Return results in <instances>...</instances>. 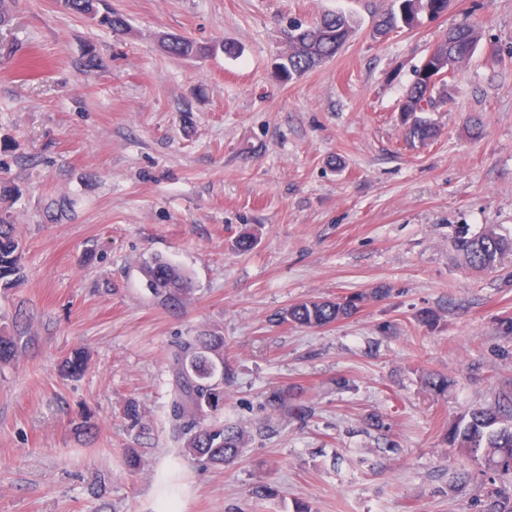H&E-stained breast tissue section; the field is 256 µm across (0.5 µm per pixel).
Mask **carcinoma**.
I'll list each match as a JSON object with an SVG mask.
<instances>
[{"label": "carcinoma", "mask_w": 512, "mask_h": 512, "mask_svg": "<svg viewBox=\"0 0 512 512\" xmlns=\"http://www.w3.org/2000/svg\"><path fill=\"white\" fill-rule=\"evenodd\" d=\"M62 6L87 20L107 27L116 35L130 30L126 18L105 6L104 0H60ZM449 0H391V7L376 25L377 34L415 24L422 15L437 17L448 9ZM355 32L354 19L342 12L327 13L310 26L292 25L284 31V51L275 63L278 77L288 82L333 59ZM481 39L476 25L462 22L437 42L434 59L437 71L450 69L456 74L474 54ZM163 51L175 59L202 57L209 48L182 35L164 36ZM421 67L401 104V123L406 127V141L424 146L438 135L427 113L447 103V87L434 89L420 77ZM455 247L466 263L479 271L495 272L505 257L512 255V234L488 227L473 236L463 232ZM23 247L19 225L0 211V284L13 285L23 278ZM146 287L160 304L176 308L191 290L189 276L177 265L155 257L141 265ZM383 287L353 291L336 299L313 298L295 303L277 314L282 324L324 327L355 316L367 304L388 295ZM32 341L30 328L0 326V363H9ZM173 387L170 418L181 455L191 461L212 466L234 462L246 442V431L208 415L224 406V385L234 378L224 360V337L210 333L187 336L176 342L170 353ZM86 367L84 351L76 349L62 361V371L78 375ZM423 387L439 396L448 392L452 380L428 372ZM265 408L275 416L303 418L305 405L286 389H272L265 395ZM124 416L129 430L145 433V411L136 399L127 401ZM448 446L467 454L474 462L502 479L512 480V390L501 391L492 405H478L464 413L448 433Z\"/></svg>", "instance_id": "obj_1"}]
</instances>
